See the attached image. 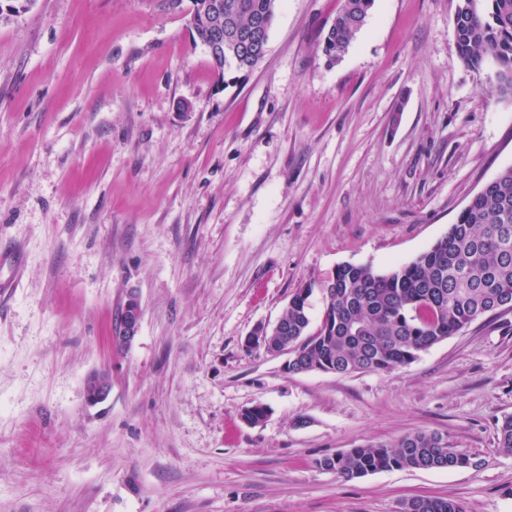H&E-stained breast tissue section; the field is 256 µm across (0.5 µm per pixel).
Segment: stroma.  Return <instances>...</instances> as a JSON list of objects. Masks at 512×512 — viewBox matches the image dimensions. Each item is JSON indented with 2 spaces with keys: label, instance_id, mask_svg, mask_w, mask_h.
<instances>
[{
  "label": "stroma",
  "instance_id": "stroma-1",
  "mask_svg": "<svg viewBox=\"0 0 512 512\" xmlns=\"http://www.w3.org/2000/svg\"><path fill=\"white\" fill-rule=\"evenodd\" d=\"M457 5L375 0L331 64L339 0H280L264 60L221 78L190 0L0 16V512H512V312L390 372L291 373L244 343L302 288L319 325L337 266L412 261L512 167V99L459 58ZM417 431L473 466L318 465ZM126 311L129 309L130 315H127L126 322L119 336H115V342L125 344L130 342L139 332L141 321V308L136 294H130L125 305ZM402 512H465L462 505L451 498L412 497L401 502Z\"/></svg>",
  "mask_w": 512,
  "mask_h": 512
}]
</instances>
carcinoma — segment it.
Returning a JSON list of instances; mask_svg holds the SVG:
<instances>
[{
  "mask_svg": "<svg viewBox=\"0 0 512 512\" xmlns=\"http://www.w3.org/2000/svg\"><path fill=\"white\" fill-rule=\"evenodd\" d=\"M279 0H191L190 12L210 22L192 32L196 44H214L221 23L223 70H249L262 58L241 49L239 36L256 21L270 35ZM374 0H340L323 40L328 61H338L366 24ZM462 62L480 70L497 66L492 92L512 98V0H460L454 19ZM327 307L310 331L308 301L291 297L282 315L288 333L270 343L288 346V371L349 374L389 372L487 314L512 310V167L488 182L455 223L412 261L380 272L343 264L324 281ZM498 446L512 453V415L496 428ZM471 455L437 432H416L396 443H370L319 460V466L352 479L393 469H464ZM400 512H465L451 498L412 497Z\"/></svg>",
  "mask_w": 512,
  "mask_h": 512,
  "instance_id": "carcinoma-1",
  "label": "carcinoma"
}]
</instances>
